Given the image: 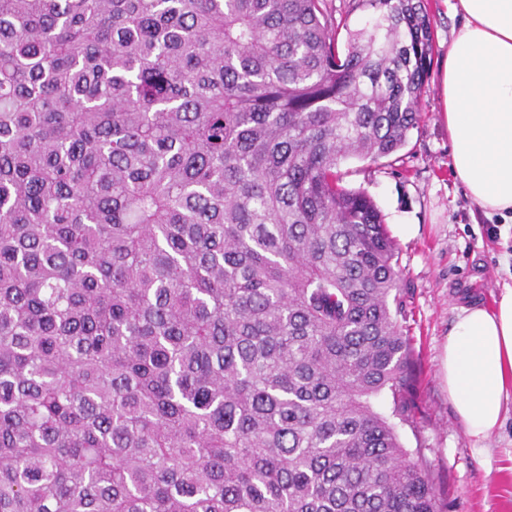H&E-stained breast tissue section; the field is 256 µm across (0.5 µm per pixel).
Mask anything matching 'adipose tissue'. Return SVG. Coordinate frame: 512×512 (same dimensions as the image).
<instances>
[{
	"instance_id": "obj_1",
	"label": "adipose tissue",
	"mask_w": 512,
	"mask_h": 512,
	"mask_svg": "<svg viewBox=\"0 0 512 512\" xmlns=\"http://www.w3.org/2000/svg\"><path fill=\"white\" fill-rule=\"evenodd\" d=\"M464 18L448 45L444 114L453 169L486 215L512 213V0H448ZM448 400L486 439L512 408V287L461 307L442 358Z\"/></svg>"
}]
</instances>
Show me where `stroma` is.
I'll return each instance as SVG.
<instances>
[{
	"label": "stroma",
	"mask_w": 512,
	"mask_h": 512,
	"mask_svg": "<svg viewBox=\"0 0 512 512\" xmlns=\"http://www.w3.org/2000/svg\"><path fill=\"white\" fill-rule=\"evenodd\" d=\"M435 50L420 101L422 120L407 145L381 166L341 162L343 183L364 189L380 208L401 270L404 326L413 351L412 424L399 429L409 452H421L446 492V512H512V413L483 441L469 436L448 401L440 356L459 306L492 305L512 285V226L485 216L450 166L441 76L461 16L444 0H426ZM413 224L407 236L403 225Z\"/></svg>",
	"instance_id": "stroma-1"
}]
</instances>
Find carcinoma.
Here are the masks:
<instances>
[{"label":"carcinoma","mask_w":512,"mask_h":512,"mask_svg":"<svg viewBox=\"0 0 512 512\" xmlns=\"http://www.w3.org/2000/svg\"><path fill=\"white\" fill-rule=\"evenodd\" d=\"M433 51L424 0H0V512H445L338 173Z\"/></svg>","instance_id":"1"}]
</instances>
